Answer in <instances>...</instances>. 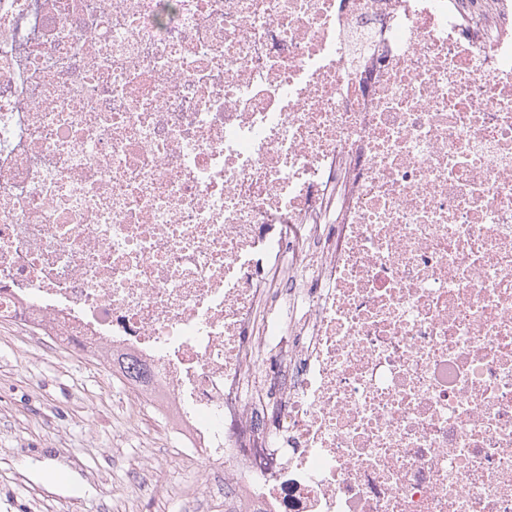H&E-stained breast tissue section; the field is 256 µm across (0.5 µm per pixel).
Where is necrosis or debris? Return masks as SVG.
Here are the masks:
<instances>
[{"mask_svg":"<svg viewBox=\"0 0 512 512\" xmlns=\"http://www.w3.org/2000/svg\"><path fill=\"white\" fill-rule=\"evenodd\" d=\"M0 323L185 501L512 512V0H0Z\"/></svg>","mask_w":512,"mask_h":512,"instance_id":"obj_1","label":"necrosis or debris"}]
</instances>
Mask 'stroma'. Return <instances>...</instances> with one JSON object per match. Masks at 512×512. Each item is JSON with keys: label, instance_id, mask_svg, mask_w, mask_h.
Returning <instances> with one entry per match:
<instances>
[{"label": "stroma", "instance_id": "obj_1", "mask_svg": "<svg viewBox=\"0 0 512 512\" xmlns=\"http://www.w3.org/2000/svg\"><path fill=\"white\" fill-rule=\"evenodd\" d=\"M123 390L85 354L0 325V512H124L129 469L156 457L160 485L137 512H183L176 488L189 481L168 449L145 448L150 420L128 421ZM66 469L68 482L51 479ZM79 498H72V488Z\"/></svg>", "mask_w": 512, "mask_h": 512}]
</instances>
